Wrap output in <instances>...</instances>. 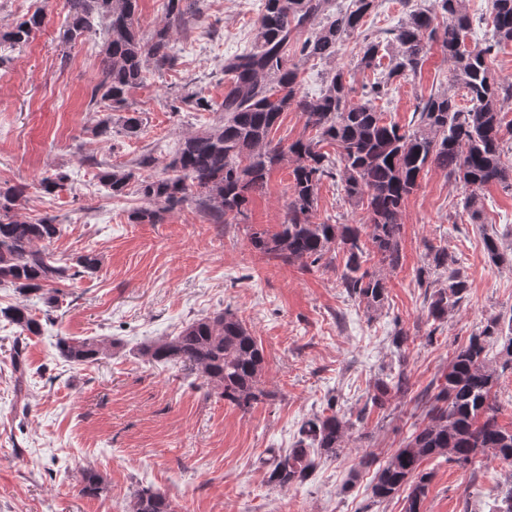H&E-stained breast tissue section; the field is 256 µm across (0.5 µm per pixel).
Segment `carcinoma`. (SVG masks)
Returning <instances> with one entry per match:
<instances>
[{
    "label": "carcinoma",
    "instance_id": "1",
    "mask_svg": "<svg viewBox=\"0 0 512 512\" xmlns=\"http://www.w3.org/2000/svg\"><path fill=\"white\" fill-rule=\"evenodd\" d=\"M197 0H167L168 22L145 38L140 33L138 0H67L68 13L59 31L64 45L101 39L97 84L90 104L104 113L90 130L92 137L112 136V113L128 108L129 92L147 82L150 70L175 61L172 30L194 21ZM491 36L482 47L469 46L473 19L465 0H429L417 6L403 0L406 16L382 39L368 41L358 67L379 71L362 88L363 101L352 102L353 87L342 68L335 67L316 96L301 93L300 60L336 62L346 39L364 24L376 0H351L345 10L332 11L333 0H264L255 23L252 48L224 59V100L213 105L195 93L178 101L196 112L220 113L209 126L183 138L175 154L154 171L156 159L143 153L132 166H113L90 158L96 177L114 197L127 194L134 183L147 205L133 210L132 224H160L165 214L194 202L211 224H244L253 249L284 264L330 268L336 253L346 256L339 280L347 294L370 307L385 299V278L363 268L370 260L394 270L401 262V240L406 198L432 168L464 190L461 199L473 223L480 219L476 191L512 178V167L502 161V105L512 100V80L495 75L496 52L512 43V0H488ZM448 19L444 26L438 17ZM45 15L36 11L2 31L0 44L23 46L41 29ZM453 65L451 86L466 91L469 105L460 106L447 89L423 96L414 124L407 128L389 121L375 102L389 94L394 81L419 70L434 45ZM389 63L382 66L380 51ZM295 109L304 119L302 135L290 143L275 142L272 131L284 112ZM336 147V155L323 145ZM293 164L289 202L284 219L270 231L248 223L250 195L261 192L270 173L286 162ZM336 180L342 197L366 213L363 224H336L317 216L318 191L323 180ZM63 172L47 174L38 190L53 196L67 185ZM27 202V185L0 186V286L22 294L38 293L51 305L67 283L81 274L94 275L96 254L77 256L71 264L54 257L48 246L60 232L57 218L46 215L25 220L20 210ZM491 262L512 264V254L501 247L496 233L483 234ZM432 266L444 277V286L429 297L428 317L443 323L460 308L468 285L446 246H429ZM23 336H38L39 319L22 305L0 307V321ZM500 344L489 358L488 346ZM58 355L75 364H93L112 350V342L61 336ZM152 363L188 364L234 406L247 410L268 397L260 386L264 352L256 338L233 312L224 310L195 319L175 335L138 348ZM11 366L17 386L26 373L23 348L12 347ZM512 370V314L486 319L468 342L448 355V366L418 400L421 414L411 423L403 444L380 465L370 453L358 458V467L375 468L371 494L377 502L402 498L403 512H424L432 473L427 461L444 457L467 466L479 455L512 463V427L499 423L500 407L494 388L502 374ZM410 390L404 362L377 380L367 406L347 415L330 404L301 424L297 440L286 451L270 450L265 460L266 482L288 488L303 483L323 458H338L348 447L356 424L368 407L384 410L390 401ZM105 490L100 475L82 473V492ZM126 512H174L166 494L151 488L133 493ZM492 512H512V479L500 487Z\"/></svg>",
    "mask_w": 512,
    "mask_h": 512
}]
</instances>
